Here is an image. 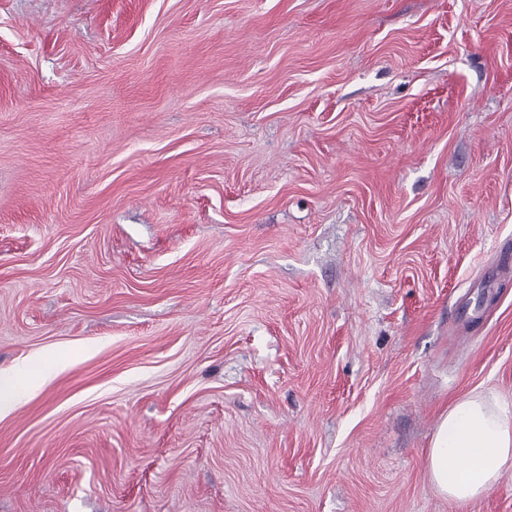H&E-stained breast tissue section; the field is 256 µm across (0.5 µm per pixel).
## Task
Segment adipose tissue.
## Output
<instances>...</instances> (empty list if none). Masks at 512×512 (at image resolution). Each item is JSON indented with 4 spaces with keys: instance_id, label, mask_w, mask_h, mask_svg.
<instances>
[{
    "instance_id": "ef3b65f1",
    "label": "adipose tissue",
    "mask_w": 512,
    "mask_h": 512,
    "mask_svg": "<svg viewBox=\"0 0 512 512\" xmlns=\"http://www.w3.org/2000/svg\"><path fill=\"white\" fill-rule=\"evenodd\" d=\"M512 464V408L476 393L446 411L427 455L436 491L463 507L489 492Z\"/></svg>"
}]
</instances>
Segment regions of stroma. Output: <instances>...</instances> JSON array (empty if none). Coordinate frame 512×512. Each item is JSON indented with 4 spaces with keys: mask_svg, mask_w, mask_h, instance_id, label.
I'll list each match as a JSON object with an SVG mask.
<instances>
[{
    "mask_svg": "<svg viewBox=\"0 0 512 512\" xmlns=\"http://www.w3.org/2000/svg\"><path fill=\"white\" fill-rule=\"evenodd\" d=\"M0 512H512V0H0ZM64 368H57V361ZM512 464V409L492 394L476 393L446 411L427 455L436 491L459 507L489 492Z\"/></svg>",
    "mask_w": 512,
    "mask_h": 512,
    "instance_id": "35a3bbf8",
    "label": "stroma"
}]
</instances>
